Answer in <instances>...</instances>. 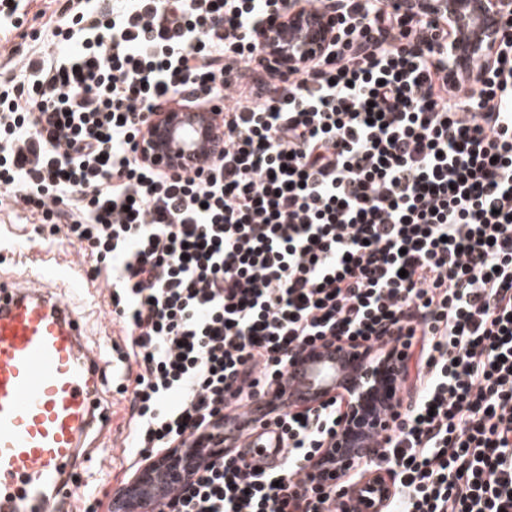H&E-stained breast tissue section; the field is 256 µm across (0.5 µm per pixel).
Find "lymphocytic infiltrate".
<instances>
[{
	"instance_id": "lymphocytic-infiltrate-1",
	"label": "lymphocytic infiltrate",
	"mask_w": 512,
	"mask_h": 512,
	"mask_svg": "<svg viewBox=\"0 0 512 512\" xmlns=\"http://www.w3.org/2000/svg\"><path fill=\"white\" fill-rule=\"evenodd\" d=\"M349 2L333 51L256 77L282 0H66L43 47L0 50V207L108 288L141 460L223 435L317 343L380 345L422 387L382 437L384 512H512V53L475 96L430 21ZM224 98L206 170L144 158L160 104ZM272 424L282 468L213 453L170 512H340L336 399Z\"/></svg>"
}]
</instances>
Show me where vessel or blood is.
Returning <instances> with one entry per match:
<instances>
[{
    "label": "vessel or blood",
    "mask_w": 512,
    "mask_h": 512,
    "mask_svg": "<svg viewBox=\"0 0 512 512\" xmlns=\"http://www.w3.org/2000/svg\"><path fill=\"white\" fill-rule=\"evenodd\" d=\"M15 259L28 263L33 275L0 280V512H50L67 503L89 432L111 422L98 388L106 363L86 346L79 311L45 282L49 256L19 253ZM315 354L326 363V377L289 370L283 410L309 406L322 385H345L357 372L350 350H342L336 365L328 362L330 349ZM267 410L251 401L232 411L228 426L250 432Z\"/></svg>",
    "instance_id": "obj_1"
}]
</instances>
